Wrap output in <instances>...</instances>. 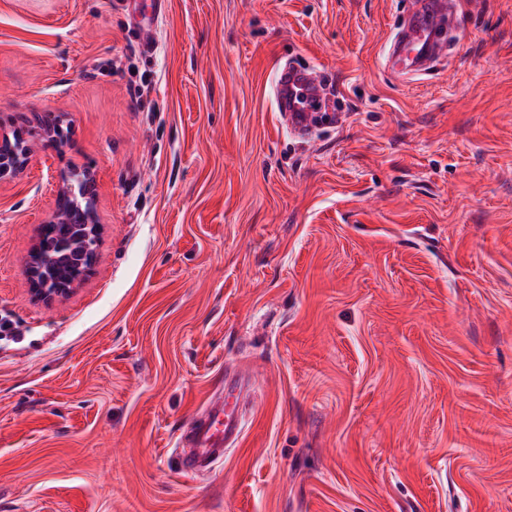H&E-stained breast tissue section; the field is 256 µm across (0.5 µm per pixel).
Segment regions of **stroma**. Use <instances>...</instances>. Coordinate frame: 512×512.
Here are the masks:
<instances>
[{"mask_svg":"<svg viewBox=\"0 0 512 512\" xmlns=\"http://www.w3.org/2000/svg\"><path fill=\"white\" fill-rule=\"evenodd\" d=\"M404 0H0V512H512V0L393 80ZM154 15L153 45L130 35ZM334 105L308 137L285 64ZM95 177L92 275H24L59 174ZM236 372L206 474L180 430ZM321 79L312 69L284 67L276 81V101L279 112H287L295 130L306 131L308 113L314 112ZM54 120L41 125L38 130H28L30 137L40 138L47 147H57L55 136L57 122ZM25 130L12 133L0 132V179L22 174L33 155V144Z\"/></svg>","mask_w":512,"mask_h":512,"instance_id":"35a3bbf8","label":"stroma"}]
</instances>
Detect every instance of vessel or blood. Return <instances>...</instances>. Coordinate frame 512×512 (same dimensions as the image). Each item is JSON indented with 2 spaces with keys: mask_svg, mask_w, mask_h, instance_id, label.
Segmentation results:
<instances>
[{
  "mask_svg": "<svg viewBox=\"0 0 512 512\" xmlns=\"http://www.w3.org/2000/svg\"><path fill=\"white\" fill-rule=\"evenodd\" d=\"M458 0H409L387 59L399 75H420L445 57L447 27L457 17ZM321 80L310 69L283 68L276 81L279 111L287 113L295 130L306 131ZM238 382L225 378L223 386L206 399L204 409L180 435L179 469L196 474L222 459L224 450L241 435L240 416L228 412L226 398L237 393Z\"/></svg>",
  "mask_w": 512,
  "mask_h": 512,
  "instance_id": "obj_1",
  "label": "vessel or blood"
}]
</instances>
